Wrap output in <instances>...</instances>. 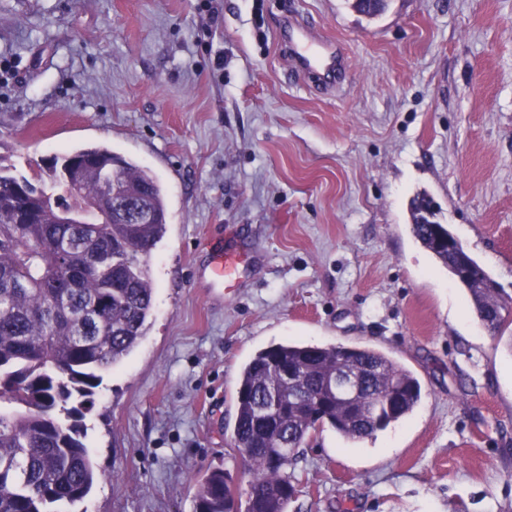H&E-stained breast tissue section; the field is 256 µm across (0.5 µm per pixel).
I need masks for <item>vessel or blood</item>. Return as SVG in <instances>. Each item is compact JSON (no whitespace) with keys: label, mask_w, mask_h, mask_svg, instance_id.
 I'll return each mask as SVG.
<instances>
[{"label":"vessel or blood","mask_w":512,"mask_h":512,"mask_svg":"<svg viewBox=\"0 0 512 512\" xmlns=\"http://www.w3.org/2000/svg\"><path fill=\"white\" fill-rule=\"evenodd\" d=\"M283 45L299 77L308 80L315 88L340 82L345 64L341 53L332 43L314 40L301 20L287 26ZM248 261L246 254L235 250L217 253L214 258L213 276L217 284L234 280L241 267Z\"/></svg>","instance_id":"vessel-or-blood-1"}]
</instances>
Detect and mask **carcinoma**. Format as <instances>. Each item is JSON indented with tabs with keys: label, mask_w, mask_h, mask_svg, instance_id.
I'll use <instances>...</instances> for the list:
<instances>
[{
	"label": "carcinoma",
	"mask_w": 512,
	"mask_h": 512,
	"mask_svg": "<svg viewBox=\"0 0 512 512\" xmlns=\"http://www.w3.org/2000/svg\"><path fill=\"white\" fill-rule=\"evenodd\" d=\"M50 174L16 176L0 168V512H65L98 480L82 441L80 408L102 373L146 334L154 309L149 258L167 231L166 191L149 169L106 148L53 157ZM79 175L80 192L61 190ZM129 208L152 213L147 224L99 223L94 209L107 182ZM85 214L64 224L58 207ZM412 232L452 277L455 261L436 247L448 235L430 201L412 203ZM458 280L489 332L503 336L502 289L469 254ZM282 365L299 376L284 383ZM351 376L357 391L339 399L333 384ZM418 378L387 354L343 344L286 342L258 351L237 385L234 448L247 467L249 493L216 469L194 485L195 512H287L296 497L288 474L298 449L328 425L348 441L375 435L413 412Z\"/></svg>",
	"instance_id": "obj_1"
}]
</instances>
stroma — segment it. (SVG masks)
Listing matches in <instances>:
<instances>
[{
    "mask_svg": "<svg viewBox=\"0 0 512 512\" xmlns=\"http://www.w3.org/2000/svg\"><path fill=\"white\" fill-rule=\"evenodd\" d=\"M337 43L340 89L298 80L289 20ZM105 147L167 189L146 336L85 402L102 479L75 512H195L232 450L259 350L387 352L422 385L352 442L320 429L288 512H512V352L414 238L427 194L512 296V0H0V166ZM253 262L211 286L213 246Z\"/></svg>",
    "mask_w": 512,
    "mask_h": 512,
    "instance_id": "stroma-1",
    "label": "stroma"
}]
</instances>
